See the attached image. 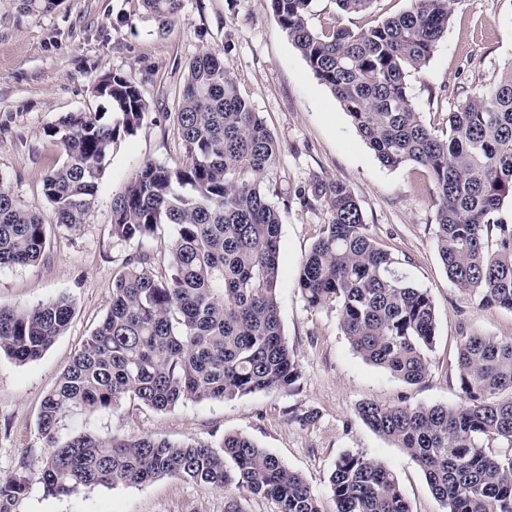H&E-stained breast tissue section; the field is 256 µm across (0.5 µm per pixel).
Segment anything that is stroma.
<instances>
[{"label":"stroma","mask_w":512,"mask_h":512,"mask_svg":"<svg viewBox=\"0 0 512 512\" xmlns=\"http://www.w3.org/2000/svg\"><path fill=\"white\" fill-rule=\"evenodd\" d=\"M409 6V0H373L367 11L347 14L335 0H311L310 24L317 31H356ZM207 48L222 54L240 95L279 145L262 187L280 213L279 314L301 378L292 389L187 401L167 411L133 402L92 414L77 409L64 418L63 434H153L217 445L239 433L300 473L321 512H336L329 486L336 460L361 454L394 473L411 512H444L416 462L368 427L356 408L368 400L462 405L456 370L462 334L512 337V312L476 308L448 280L434 244L430 173L412 163L388 168L377 160L281 31L270 0H181L164 28L142 0H0V181L23 207L52 223L40 262L0 268V305L31 308L65 296L74 306L67 330L39 360L22 365L0 355V477L21 468L37 476L44 457L37 426L41 403L106 314L115 272L136 253L166 255L171 225L144 239L113 237L112 197L140 165L183 160L177 113L188 65ZM511 63L512 0H463L429 63L407 82L423 120L441 130L465 91L492 84ZM108 72L136 85L147 111L132 134L113 144L95 204L74 231L53 224L44 193L46 173L62 162L46 129L70 112L110 111L93 91ZM336 181L350 187L370 234L392 253L406 281L432 297L436 341L428 353L429 374L418 384L366 362L342 335L335 309L309 308L297 286L300 264L328 215L321 203L303 206L296 193ZM307 411L314 421L300 424L298 415ZM229 500L242 512H278L273 501L242 488L224 492L175 478L67 497L44 495L34 483L14 512H224Z\"/></svg>","instance_id":"stroma-1"}]
</instances>
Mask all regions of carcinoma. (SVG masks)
I'll list each match as a JSON object with an SVG mask.
<instances>
[{
  "label": "carcinoma",
  "mask_w": 512,
  "mask_h": 512,
  "mask_svg": "<svg viewBox=\"0 0 512 512\" xmlns=\"http://www.w3.org/2000/svg\"><path fill=\"white\" fill-rule=\"evenodd\" d=\"M310 2L271 0L281 31L382 165L429 170L435 244L449 281L479 309L512 311V224L500 217L512 198V64L448 113L440 135L417 112L407 77L430 61L462 0H412L408 10L367 30L320 33L309 23ZM144 4L163 26L180 8V0ZM94 92L117 118L70 112L47 129L63 162L47 173L45 194L56 223L74 230L92 210L112 144L133 133L146 111L138 87L121 75L104 74ZM178 126L186 159L144 164L112 202V235L119 239L174 226L167 266L139 252L115 273L105 317L41 405L46 453L38 483L47 495L68 496L171 477L244 488L275 501L279 512H319L304 477L243 435H227L217 446L151 434L61 436L75 408L93 413L129 401L165 411L300 379L278 311L279 213L257 180L273 169L278 145L214 50L189 65ZM298 198L305 206L322 202L328 214L300 265L305 302L335 307L342 335L365 361L420 383L436 338L430 294L397 275L395 258L370 235L345 183H317ZM46 246L45 220L0 183V267L32 264ZM73 313L67 298L31 309L0 306V353L19 364L40 359ZM456 367L461 407L365 401L357 414L406 450L445 512H512V338L463 336ZM489 440L511 452L489 453ZM329 483L337 512H410L394 474L377 460L344 454ZM29 486L23 471L0 478V512H13Z\"/></svg>",
  "instance_id": "1"
}]
</instances>
